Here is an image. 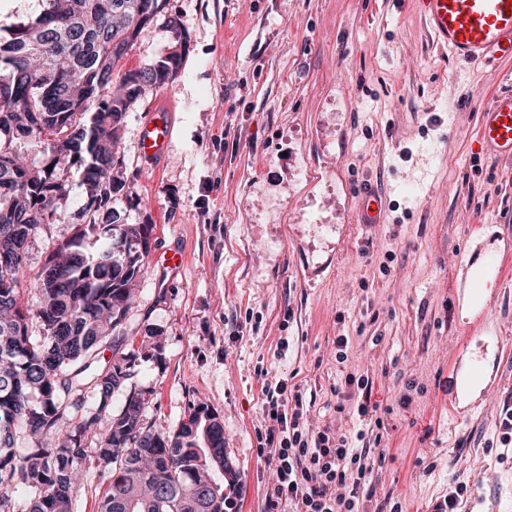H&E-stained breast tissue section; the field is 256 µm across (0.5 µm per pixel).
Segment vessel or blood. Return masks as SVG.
<instances>
[{"label": "vessel or blood", "instance_id": "b4317fda", "mask_svg": "<svg viewBox=\"0 0 512 512\" xmlns=\"http://www.w3.org/2000/svg\"><path fill=\"white\" fill-rule=\"evenodd\" d=\"M427 28L447 48L451 58L473 66L512 61V0H418ZM477 142L482 153L500 161H512V94L495 95L479 107ZM171 137L167 113L153 112L142 124L140 154L149 161L164 154ZM366 205L361 221L378 224L382 208L378 193L365 186L359 191ZM507 267L498 252L479 243L463 267L459 297L474 310L472 322L460 336L458 347L465 357L451 368L452 392L448 413L457 415L463 394L488 392L490 378L504 355L500 324L492 317L486 291L501 284Z\"/></svg>", "mask_w": 512, "mask_h": 512}]
</instances>
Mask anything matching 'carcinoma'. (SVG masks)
<instances>
[{"instance_id":"cac0c4a2","label":"carcinoma","mask_w":512,"mask_h":512,"mask_svg":"<svg viewBox=\"0 0 512 512\" xmlns=\"http://www.w3.org/2000/svg\"><path fill=\"white\" fill-rule=\"evenodd\" d=\"M169 0H38L26 20L0 35V116L39 155L25 171L0 162V512H75L76 493L94 471L111 483L99 512H224V426L199 405L173 430L145 423L144 393L126 391L137 362L123 353L133 286L145 269L154 225L99 224L97 213L141 200L121 177V130L147 88L172 81L182 54L114 70ZM112 86V96L99 101ZM42 113L41 126H30ZM51 170H46V167ZM85 187L88 222L48 256L25 284L15 253L44 224L65 222V172ZM102 242L99 252L84 243ZM31 293L32 302L24 300ZM36 319L43 336L29 335ZM112 357L99 364L104 344ZM122 394L121 410L112 401ZM33 446L15 447L17 431ZM95 440L86 444V437Z\"/></svg>"}]
</instances>
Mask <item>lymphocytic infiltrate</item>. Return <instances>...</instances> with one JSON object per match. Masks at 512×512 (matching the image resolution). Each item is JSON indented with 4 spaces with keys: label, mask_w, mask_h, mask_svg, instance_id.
I'll use <instances>...</instances> for the list:
<instances>
[{
    "label": "lymphocytic infiltrate",
    "mask_w": 512,
    "mask_h": 512,
    "mask_svg": "<svg viewBox=\"0 0 512 512\" xmlns=\"http://www.w3.org/2000/svg\"><path fill=\"white\" fill-rule=\"evenodd\" d=\"M263 413L277 444L266 460L274 482L267 512H358L359 492L373 470L371 449L351 446L347 435L306 429L302 402H291L284 382L266 385Z\"/></svg>",
    "instance_id": "obj_1"
}]
</instances>
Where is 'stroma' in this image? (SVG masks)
Returning a JSON list of instances; mask_svg holds the SVG:
<instances>
[{
	"label": "stroma",
	"instance_id": "stroma-1",
	"mask_svg": "<svg viewBox=\"0 0 512 512\" xmlns=\"http://www.w3.org/2000/svg\"><path fill=\"white\" fill-rule=\"evenodd\" d=\"M170 11L188 34L178 74L130 108L121 132L125 176L147 201L135 218L155 226L124 325L131 348L161 339L131 380L149 394L147 423L169 430L192 405L212 408L235 470L231 512H265L262 388L283 381L307 427L360 431L361 447L383 452L360 512H431L457 480L469 484L460 512H512V447L498 429L512 356L482 407L448 420L474 225L512 261V187L478 153L468 101L512 93V63L454 61L415 0H170ZM174 44L154 21L124 66ZM161 105L172 139L149 164L140 125ZM66 179V221L30 240L27 280L86 221L80 174ZM364 180L385 223L356 221ZM166 253L182 256L179 271L159 268ZM350 374L372 380L380 432L337 412Z\"/></svg>",
	"mask_w": 512,
	"mask_h": 512
}]
</instances>
